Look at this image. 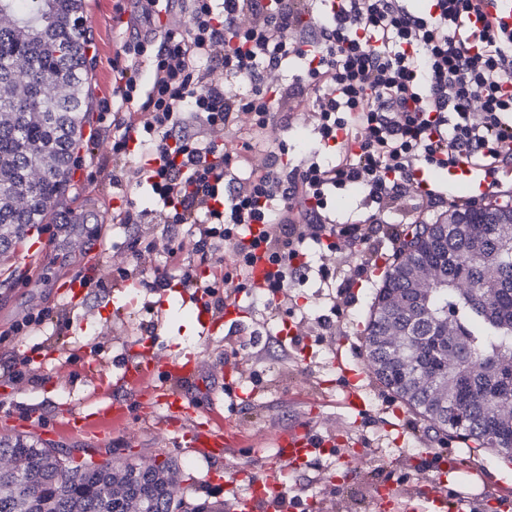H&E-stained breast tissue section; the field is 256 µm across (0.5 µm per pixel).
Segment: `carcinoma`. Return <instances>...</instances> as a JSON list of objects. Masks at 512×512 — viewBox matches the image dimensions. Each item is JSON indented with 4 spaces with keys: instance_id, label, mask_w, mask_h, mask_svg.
Returning <instances> with one entry per match:
<instances>
[{
    "instance_id": "obj_1",
    "label": "carcinoma",
    "mask_w": 512,
    "mask_h": 512,
    "mask_svg": "<svg viewBox=\"0 0 512 512\" xmlns=\"http://www.w3.org/2000/svg\"><path fill=\"white\" fill-rule=\"evenodd\" d=\"M82 0H0V254L65 193L87 120ZM53 85V97L44 87ZM512 208L456 205L419 224L376 289L366 326L373 374L428 425L512 460ZM465 280L472 288H457ZM440 385L447 396L435 397ZM0 512H224L183 509L175 460L75 462L60 448L0 437Z\"/></svg>"
}]
</instances>
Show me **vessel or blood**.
I'll list each match as a JSON object with an SVG mask.
<instances>
[{"label":"vessel or blood","mask_w":512,"mask_h":512,"mask_svg":"<svg viewBox=\"0 0 512 512\" xmlns=\"http://www.w3.org/2000/svg\"><path fill=\"white\" fill-rule=\"evenodd\" d=\"M182 296L192 297L197 309V321L203 335L215 334L223 323L241 317L240 303H228L223 317L213 316L208 308L209 296L202 287L182 289ZM196 373V356L188 353L180 358L162 354L149 342L138 344L135 354L123 365L115 380L122 389L123 398L102 405L95 411L72 410L62 427L70 433H88L104 429L120 421L131 406H145L153 401L165 406L168 415H196L197 408L185 387L193 383ZM178 445L203 454L214 461L223 460L226 443L222 433L204 424L183 433ZM276 461L261 473L248 478L247 492H239L237 483L244 478L240 468L227 466L224 488L230 493L229 512H290L291 496L288 491V473L304 464L321 448L322 443L304 430L294 429L279 435Z\"/></svg>","instance_id":"vessel-or-blood-1"}]
</instances>
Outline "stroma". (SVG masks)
<instances>
[{"label":"stroma","mask_w":512,"mask_h":512,"mask_svg":"<svg viewBox=\"0 0 512 512\" xmlns=\"http://www.w3.org/2000/svg\"><path fill=\"white\" fill-rule=\"evenodd\" d=\"M136 11L133 0L122 5L117 0H84L85 30L92 45L87 65L89 119L74 153L73 170L85 173L86 180L70 182L41 224L51 244L33 269L0 258V268L13 272L0 280V333L9 335L0 344V436L20 435L54 448H115L123 458L167 455L179 466L178 494L184 501L223 500V464L171 446L177 431L192 429L194 418L171 427L133 415L100 440L60 428L74 406L90 409L111 402L115 395L80 372L82 358L95 359L112 379L120 371L123 353L148 339L170 357L189 348L209 355V362L199 366L192 397L202 408L212 400L223 401V417L242 434L229 457L245 470H261L276 452L275 437L294 426L333 440V452L315 453L291 471L288 485L301 499L296 512H337L341 507L348 512H405V504L425 499L434 489L452 499H467V512H503L498 499H512V461L489 448L470 452L462 440L427 427L376 380L368 362L363 333L370 306L399 249L392 230L408 229L417 217L412 199L387 212L384 223L374 225L356 248L337 251V267L362 259L370 264L369 278L339 296L341 316H333L332 303L317 279L291 290L294 314L287 321L268 323L272 339L258 368L239 362L231 344L260 316L249 297L241 299L246 312L242 324L221 327L205 339L197 334L192 306L143 287L126 299L108 285L88 288L84 301L72 306L62 299L58 282L90 274L94 255H101L100 275L108 282L116 263L132 261L129 240L159 230L153 223L127 229L112 222V129L99 108L100 101L112 96L118 28ZM44 307L52 309L54 323L35 336L11 335L16 322ZM328 316L334 317L336 328L325 333L317 321ZM286 323L293 325V335L281 334ZM24 357L29 360L25 366L20 363ZM229 370L239 375L249 399L225 396ZM255 371L261 376L257 384L251 378ZM353 373L368 387L360 413L344 403ZM428 448L448 449L445 463L436 467L425 459ZM462 459L467 462L463 468L458 465Z\"/></svg>","instance_id":"35a3bbf8"}]
</instances>
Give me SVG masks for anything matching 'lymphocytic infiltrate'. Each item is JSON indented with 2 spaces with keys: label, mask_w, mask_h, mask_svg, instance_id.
I'll use <instances>...</instances> for the list:
<instances>
[{
  "label": "lymphocytic infiltrate",
  "mask_w": 512,
  "mask_h": 512,
  "mask_svg": "<svg viewBox=\"0 0 512 512\" xmlns=\"http://www.w3.org/2000/svg\"><path fill=\"white\" fill-rule=\"evenodd\" d=\"M147 33L120 44L112 98V186L148 187L155 217L181 239L137 238L133 264L167 257L152 287H193L198 267L215 311L237 293L271 317L288 291L336 270L322 250L356 246L367 224L418 192L445 203L424 171L461 158L490 178L512 165V34L474 29L484 0H139ZM308 121L315 152L289 157L276 138ZM362 189L366 223L327 212L338 189ZM259 225L256 237L248 225ZM270 265L263 285L249 271ZM178 277H171V270Z\"/></svg>",
  "instance_id": "obj_1"
}]
</instances>
